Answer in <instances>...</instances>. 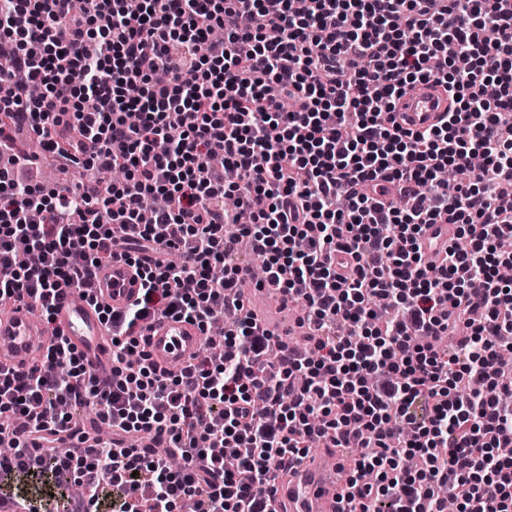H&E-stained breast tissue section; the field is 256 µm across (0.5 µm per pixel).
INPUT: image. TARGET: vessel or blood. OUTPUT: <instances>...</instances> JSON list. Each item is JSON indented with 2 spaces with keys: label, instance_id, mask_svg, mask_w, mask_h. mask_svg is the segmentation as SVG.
<instances>
[{
  "label": "vessel or blood",
  "instance_id": "1",
  "mask_svg": "<svg viewBox=\"0 0 512 512\" xmlns=\"http://www.w3.org/2000/svg\"><path fill=\"white\" fill-rule=\"evenodd\" d=\"M450 102L433 82L417 83L395 102L394 116L402 128L417 132L439 125ZM450 224L429 226L421 247L426 259H434L453 237ZM94 292L112 311H123L138 296L140 280L126 261L117 259L94 272ZM248 310L278 336L310 335L302 312L286 303L275 285L254 289ZM80 351L93 368L110 366L112 344L96 307L80 291L72 289L55 306L52 324L43 321L38 302L26 298L0 313V369L15 374L28 371L33 360L44 353L48 327ZM204 337L197 325L187 319L158 316L145 332V350L157 366L169 370L182 368L198 355ZM346 459L319 447L311 451L280 478L271 495L273 512H337V496L345 486Z\"/></svg>",
  "mask_w": 512,
  "mask_h": 512
}]
</instances>
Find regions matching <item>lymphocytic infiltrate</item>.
I'll return each instance as SVG.
<instances>
[{"label":"lymphocytic infiltrate","mask_w":512,"mask_h":512,"mask_svg":"<svg viewBox=\"0 0 512 512\" xmlns=\"http://www.w3.org/2000/svg\"><path fill=\"white\" fill-rule=\"evenodd\" d=\"M426 80L453 109L404 130L395 100ZM0 83V297L48 317L113 259L141 280L124 312L100 310L110 378L60 338L0 376L1 490L52 485L31 512H94L103 485L113 512H271L275 480L321 442L355 450L339 512H444L443 487L457 512H512V0H0ZM24 129L63 166L93 143L87 165L125 181L16 180ZM476 155L492 178L438 180ZM443 221L455 238L427 261L420 237ZM243 240L315 324L310 353L246 311ZM158 315L235 316L223 361L158 368ZM89 407L108 437L55 451Z\"/></svg>","instance_id":"1"}]
</instances>
